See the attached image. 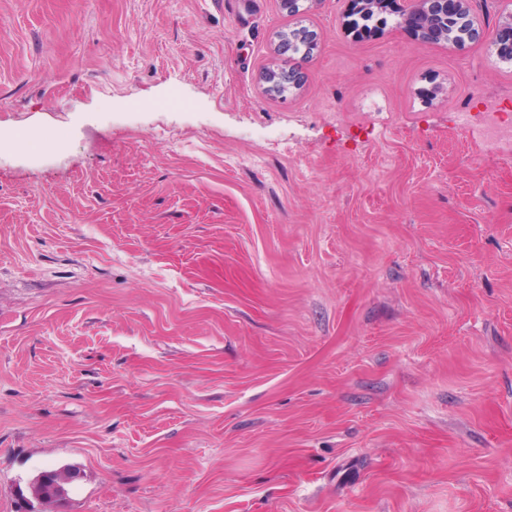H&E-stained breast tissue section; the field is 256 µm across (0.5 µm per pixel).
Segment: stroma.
Here are the masks:
<instances>
[{"label":"stroma","mask_w":512,"mask_h":512,"mask_svg":"<svg viewBox=\"0 0 512 512\" xmlns=\"http://www.w3.org/2000/svg\"><path fill=\"white\" fill-rule=\"evenodd\" d=\"M345 9L0 0V512H512V64ZM511 112H483V137L486 141L494 144L512 142ZM58 471L61 475H63V474H66L69 470L63 469V470H58ZM58 471L57 470H47V471H44L43 475L47 479H52L54 476H56L55 478L58 479ZM79 475H80L79 472L72 471L71 473L65 475L64 482H66L68 484L72 483L79 477ZM30 483H31V486H30L31 494L33 496V499H35L37 501L57 502L60 500H64L68 494L67 488H66V485H68V484H65L63 482L59 483L58 487H56L52 491L43 490L41 483H40L39 474L34 479H32V481Z\"/></svg>","instance_id":"35a3bbf8"}]
</instances>
